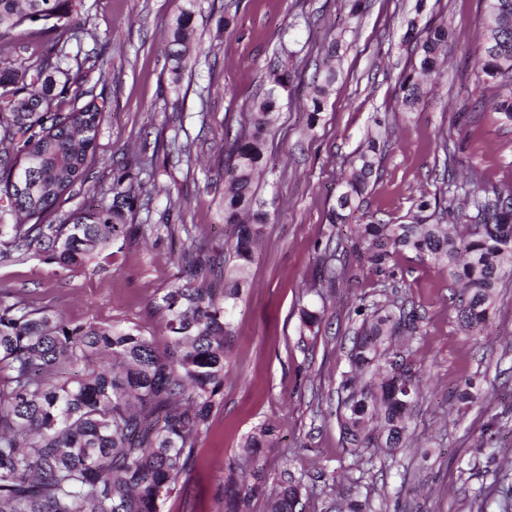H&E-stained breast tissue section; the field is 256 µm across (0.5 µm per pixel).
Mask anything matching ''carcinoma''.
<instances>
[{
  "label": "carcinoma",
  "mask_w": 512,
  "mask_h": 512,
  "mask_svg": "<svg viewBox=\"0 0 512 512\" xmlns=\"http://www.w3.org/2000/svg\"><path fill=\"white\" fill-rule=\"evenodd\" d=\"M506 19L494 41H482L476 78L498 89L492 108L512 125V0H486ZM197 0H186L169 42L172 81L179 82L193 34ZM82 0H0V46L19 40L22 28L39 23L56 34L50 53L17 62L0 56V218L23 215L17 224L0 222V259L14 254L48 256L77 268L108 244L133 233L153 231L128 219L148 201V180L139 157L120 168L112 186L100 188L93 210L61 212L58 200L86 179L106 103L90 100L75 85L72 67L89 58L70 55L68 43L84 32L74 15ZM404 38L416 41L417 63L400 84L401 105L412 112L440 75L448 42L443 23L424 26L416 17ZM292 74L273 69L270 87L256 97L246 121L226 134L224 223L234 227L224 253L190 245L184 252L198 283L177 276L157 310L166 333L164 347L136 327L75 324L33 307L11 294L0 296V512H161L172 493L188 495L181 478L196 462L201 435L214 408L223 403L224 366L230 360L226 337L230 317L247 285V269L270 212L258 198L268 169V136L280 110V93ZM336 81V70L314 75L303 104L308 125L319 120ZM386 141L371 136L344 172L341 191L327 214L344 224L355 204L378 178V156ZM443 184L454 188L448 206L421 194L403 223L373 215L356 228V241L327 239L316 258L313 287L327 297L348 272V257L376 271L404 252L448 269L459 288L458 321L471 336H486L496 289L512 275V194L458 180L446 151ZM24 169L27 192L13 181ZM343 387L339 423L354 456L367 449L394 455L409 447L421 376L397 360L391 343L402 326L417 335V316L394 294L359 307ZM275 430L255 427L242 440L239 456L256 458L270 447ZM492 481L469 501L470 512H487L498 500L512 512V460L497 459ZM259 490L230 477L224 485V512H247ZM268 512H305L313 489L283 472L266 490Z\"/></svg>",
  "instance_id": "carcinoma-1"
}]
</instances>
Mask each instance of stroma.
<instances>
[{"label":"stroma","instance_id":"35a3bbf8","mask_svg":"<svg viewBox=\"0 0 512 512\" xmlns=\"http://www.w3.org/2000/svg\"><path fill=\"white\" fill-rule=\"evenodd\" d=\"M415 3L369 0L366 13L354 17L349 0H199L193 26L203 51L190 55L175 84L166 44L182 0H84L86 32L70 51L103 60V67L87 70L84 85L108 107L89 178L63 208L91 206L95 187L110 186L117 164L142 152L152 157L155 177L149 205L135 221L154 231L73 270L45 256L0 261V292L73 322L162 336L155 305L180 272L175 259L188 236L219 252L233 233L222 203L226 130L238 126L265 87L271 64L295 74L281 95L270 145L274 172L261 190L275 221L265 228L248 269L250 286L233 313L224 403L184 478L189 497L172 496L163 512H220L228 466L241 440L262 423L274 427L277 443L259 450L258 466L269 478L287 469L314 486L307 512H344L351 499L366 501L365 512H468V496L485 479L484 426L502 413L512 419V276L498 290L485 337L460 330L447 271L408 252L383 275L353 265L332 298L322 299L312 286L315 256L328 237L347 244L356 238L354 224L334 226L326 215L376 120L385 121L392 146L361 211L399 222L421 194L441 193L448 147L456 171L512 191V126L491 108L496 88L473 73L485 0H425L419 14ZM415 15L447 25V58L435 92L406 112L398 97L411 66L403 35ZM335 39L340 47L331 60L327 47ZM330 63L336 83L311 126L299 102L315 70ZM178 144L190 145L194 163L179 159ZM166 222L189 231L168 236ZM386 282L420 317V339L405 341L401 351L423 375V397L412 447L381 459L355 457L336 415L346 351L359 325L355 308ZM304 307L322 314L319 332H302ZM467 381L475 398L461 404L455 395ZM323 473L335 474L334 489L317 488Z\"/></svg>","mask_w":512,"mask_h":512}]
</instances>
